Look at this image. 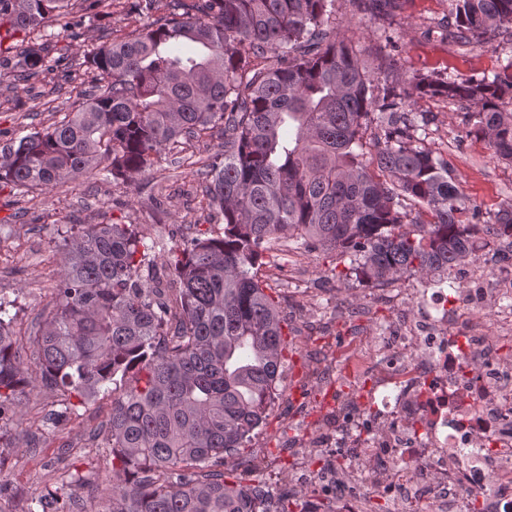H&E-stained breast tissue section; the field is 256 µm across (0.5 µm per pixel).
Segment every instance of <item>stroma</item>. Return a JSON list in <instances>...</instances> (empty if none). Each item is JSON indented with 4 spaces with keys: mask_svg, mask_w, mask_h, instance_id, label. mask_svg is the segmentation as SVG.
I'll use <instances>...</instances> for the list:
<instances>
[{
    "mask_svg": "<svg viewBox=\"0 0 512 512\" xmlns=\"http://www.w3.org/2000/svg\"><path fill=\"white\" fill-rule=\"evenodd\" d=\"M386 24L359 10L356 0H336L331 28L356 49L367 66L385 58L392 75L406 85L418 76L478 79L501 69L512 57V33L490 43L460 42L446 35L455 19L451 0H396ZM133 17L119 6L105 13L72 0L69 12L52 20V54L59 67L25 78L15 68V56L30 42L28 34L0 43V149L17 137L45 128L83 104L96 73L85 56L102 43L118 40L136 29ZM413 117H425L422 146L448 161V173L460 185L468 207L490 219L512 203V164L498 160L472 129L466 109L442 96L416 95L409 101ZM166 197L165 212L155 211L151 196ZM202 185L194 173L162 157L135 183L105 177L80 176L56 188L19 192L0 189V292L19 298L18 340L21 358H29L42 314L55 285L48 264L62 232L72 224H136L151 234L210 229L209 211L202 207ZM268 259L283 270L276 283L280 308L290 330L283 352L287 379L278 390L294 387L306 392L308 411H315L320 387L309 371L308 348L302 338L333 319L349 318L370 303L367 286L337 275L332 251H271ZM58 395L31 383L25 389L19 413L0 421V428L15 435L14 447L0 450L5 464L0 479L16 487L14 501L0 504V512H21L26 499L40 494L63 475L64 462L76 463L88 486L103 493L112 485L111 457L106 448L91 446L89 433L100 419L94 409L62 424L50 447L33 448L20 438L21 430L36 426L56 408ZM287 408L271 406L263 427L225 466L228 481L248 484L271 482L289 469L287 456L276 457L282 434L298 432Z\"/></svg>",
    "mask_w": 512,
    "mask_h": 512,
    "instance_id": "obj_1",
    "label": "stroma"
}]
</instances>
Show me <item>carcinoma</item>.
Returning a JSON list of instances; mask_svg holds the SVG:
<instances>
[{
  "mask_svg": "<svg viewBox=\"0 0 512 512\" xmlns=\"http://www.w3.org/2000/svg\"><path fill=\"white\" fill-rule=\"evenodd\" d=\"M71 0H0V29L40 32L16 63L51 61L47 21ZM335 0H131L142 25L87 55L99 76L83 105L14 140L0 186L53 188L84 174L134 183L165 152L195 169L223 228L180 242L135 224H86L63 237V264L35 351L17 348L18 298L0 293V417L33 381L63 396L32 446L91 404L112 456L105 505L79 495L78 468L23 512H293L261 507L224 479V460L267 417L284 368L279 302L262 254L288 243L337 252L345 277L379 287L420 276L440 288L484 240L512 239V203L470 217L448 162L419 144L408 92L375 78L331 36ZM455 38L512 30V0H454ZM166 12L155 13L161 8ZM412 91L476 106L474 130L512 162V62L492 77L417 79ZM381 134L366 158L362 130ZM219 135L221 160L183 141ZM409 206L430 216L407 222Z\"/></svg>",
  "mask_w": 512,
  "mask_h": 512,
  "instance_id": "carcinoma-1",
  "label": "carcinoma"
}]
</instances>
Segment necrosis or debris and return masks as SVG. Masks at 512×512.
I'll list each match as a JSON object with an SVG mask.
<instances>
[{"label":"necrosis or debris","instance_id":"4bbe7bcc","mask_svg":"<svg viewBox=\"0 0 512 512\" xmlns=\"http://www.w3.org/2000/svg\"><path fill=\"white\" fill-rule=\"evenodd\" d=\"M496 270L493 288L373 289L383 335L327 336L311 373L345 392L288 441L319 479L306 512H367V488L393 512H512V261Z\"/></svg>","mask_w":512,"mask_h":512}]
</instances>
